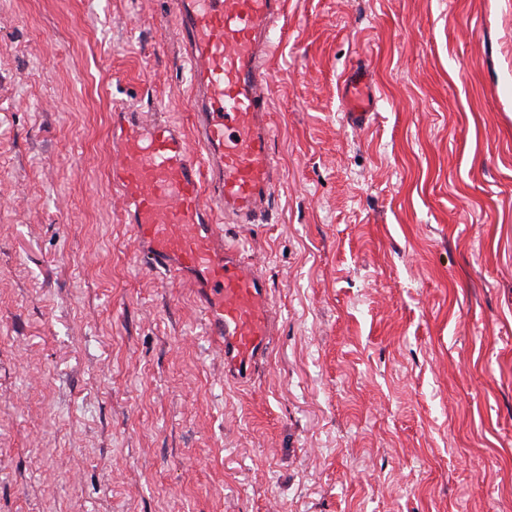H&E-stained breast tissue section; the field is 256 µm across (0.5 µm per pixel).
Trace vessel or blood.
Instances as JSON below:
<instances>
[{"label": "vessel or blood", "instance_id": "b4317fda", "mask_svg": "<svg viewBox=\"0 0 512 512\" xmlns=\"http://www.w3.org/2000/svg\"><path fill=\"white\" fill-rule=\"evenodd\" d=\"M188 48L195 153L165 115L119 109L112 115V185L125 205L137 254L155 270L197 289L204 326L224 374L248 380L271 347L270 289L224 224H257L275 191L266 56L283 37L287 0H170ZM353 97L346 120L366 123L376 105Z\"/></svg>", "mask_w": 512, "mask_h": 512}]
</instances>
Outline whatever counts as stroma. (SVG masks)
Instances as JSON below:
<instances>
[{"instance_id":"1","label":"stroma","mask_w":512,"mask_h":512,"mask_svg":"<svg viewBox=\"0 0 512 512\" xmlns=\"http://www.w3.org/2000/svg\"><path fill=\"white\" fill-rule=\"evenodd\" d=\"M270 66L240 384L108 181L113 104L190 124L169 0H0V512H512V0H288ZM368 83L367 75L364 71H354L348 75L342 85V92L354 98L350 112H345L347 122L351 124H365L376 108V101L368 98H355L357 90H360Z\"/></svg>"}]
</instances>
